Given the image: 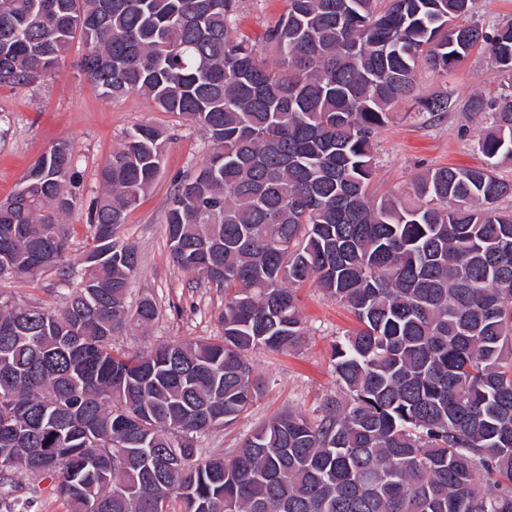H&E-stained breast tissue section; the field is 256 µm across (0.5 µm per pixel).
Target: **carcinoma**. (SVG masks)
<instances>
[{
  "label": "carcinoma",
  "mask_w": 512,
  "mask_h": 512,
  "mask_svg": "<svg viewBox=\"0 0 512 512\" xmlns=\"http://www.w3.org/2000/svg\"><path fill=\"white\" fill-rule=\"evenodd\" d=\"M263 56L232 35L237 0H0V85L52 73L74 41L104 96L150 98L212 149L174 180L165 224L183 272L224 289L216 338L132 356L112 332L150 326L127 307L139 272L116 229L153 187L167 143L139 125L99 171L83 276L59 307L0 301V503L27 512L18 471L51 479L69 512H512V22L489 33L471 0H289ZM486 44L508 88L475 113L485 164L429 167L375 198V131L419 97L416 71L454 70ZM79 171L61 140L0 201V280L70 261ZM314 282L360 328L334 348L342 393L313 421L261 423L226 458L201 438L262 394L249 356L305 335Z\"/></svg>",
  "instance_id": "1"
}]
</instances>
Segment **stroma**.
Listing matches in <instances>:
<instances>
[{
  "mask_svg": "<svg viewBox=\"0 0 512 512\" xmlns=\"http://www.w3.org/2000/svg\"><path fill=\"white\" fill-rule=\"evenodd\" d=\"M287 11L288 0H238L234 32L259 39ZM83 51L82 44H74L59 70L32 84L0 86V200L17 189L27 168L53 144L69 141L80 171L82 199L67 221L75 228L72 253L80 255L85 246L88 204L100 189V167L133 127L148 123L163 129L169 141L160 175L116 232L117 241L134 245L139 256L140 272L130 284L129 307L149 297L160 307L161 315L148 331L130 327L117 330L112 346L135 354L170 340L217 336L220 327L216 314L224 304V293L175 266L164 223L175 178L192 173L209 153L211 143L203 131L178 115L157 109L139 94L118 99L102 95L96 84L77 72L75 63ZM502 91L503 81L485 48L471 51L445 78L419 69L418 94L446 92L455 106L434 118L415 117L409 100L394 106L389 121L374 137L378 156L372 182L374 196L404 193L420 171L430 166H481L484 157L477 141L486 120L470 112L468 104L477 95L495 100ZM79 280V272L73 271L64 280L52 274L32 283L5 282L0 284V298L57 305ZM298 297L306 327L301 344L284 354H251L254 370L268 385L235 424L206 437L205 448L231 454L269 418L286 411L313 416L326 397L338 393L332 350L336 341L357 329L358 323L346 307L315 285L299 288Z\"/></svg>",
  "mask_w": 512,
  "mask_h": 512,
  "instance_id": "stroma-1",
  "label": "stroma"
}]
</instances>
